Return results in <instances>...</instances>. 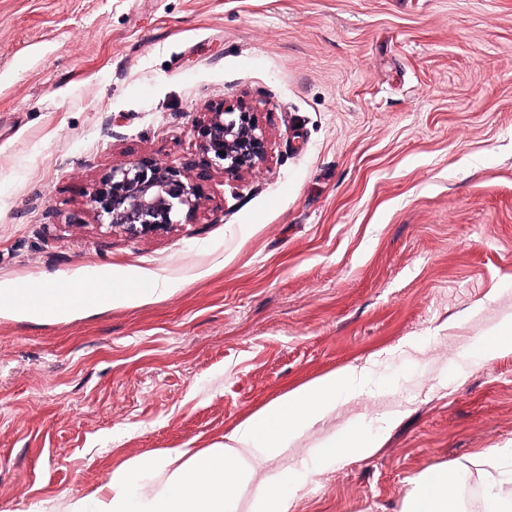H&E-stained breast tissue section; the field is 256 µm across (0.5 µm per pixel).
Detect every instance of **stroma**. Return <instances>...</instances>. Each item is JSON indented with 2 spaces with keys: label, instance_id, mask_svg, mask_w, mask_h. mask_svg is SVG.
Segmentation results:
<instances>
[{
  "label": "stroma",
  "instance_id": "obj_1",
  "mask_svg": "<svg viewBox=\"0 0 512 512\" xmlns=\"http://www.w3.org/2000/svg\"><path fill=\"white\" fill-rule=\"evenodd\" d=\"M246 101L271 143L213 171L194 223L129 238L91 189L185 166ZM163 278L97 315L0 314V512H64L113 469L205 452L348 367L359 397L273 474L359 429L291 512H402L412 481L496 448L512 469V0H0V284ZM376 443L369 437L360 436L356 441L346 439L336 443L335 441L329 442L319 452L318 467L329 468L336 466L340 458L349 450H353L359 455L369 456L374 451ZM336 448H338L336 450Z\"/></svg>",
  "mask_w": 512,
  "mask_h": 512
}]
</instances>
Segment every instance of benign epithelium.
Returning a JSON list of instances; mask_svg holds the SVG:
<instances>
[{"mask_svg":"<svg viewBox=\"0 0 512 512\" xmlns=\"http://www.w3.org/2000/svg\"><path fill=\"white\" fill-rule=\"evenodd\" d=\"M195 132L199 155L186 168L149 155L112 166L88 194L100 224L140 238L188 223L214 169L231 177L249 173L263 165L271 151L256 112L242 102L212 113Z\"/></svg>","mask_w":512,"mask_h":512,"instance_id":"1","label":"benign epithelium"}]
</instances>
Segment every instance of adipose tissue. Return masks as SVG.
Instances as JSON below:
<instances>
[{
    "label": "adipose tissue",
    "mask_w": 512,
    "mask_h": 512,
    "mask_svg": "<svg viewBox=\"0 0 512 512\" xmlns=\"http://www.w3.org/2000/svg\"><path fill=\"white\" fill-rule=\"evenodd\" d=\"M84 286L41 289L42 304L22 303L23 289L0 288V312L35 319L73 315L76 309H97L132 301L151 294L168 295L165 281L154 279L148 288H102L88 299ZM365 370L346 368L327 374L310 384L272 401L241 423L223 443L205 453L179 448L154 457H138L113 470L105 494L88 503L71 500L67 512H235L236 494L251 487L257 468L281 455L302 429L321 420L336 408L340 395H357L364 388ZM483 478L486 512H512V474L499 472L493 456H486ZM159 473L164 484L154 496L133 504L130 475ZM465 476L445 468L418 476L403 512H463L459 490Z\"/></svg>",
    "instance_id": "1"
}]
</instances>
